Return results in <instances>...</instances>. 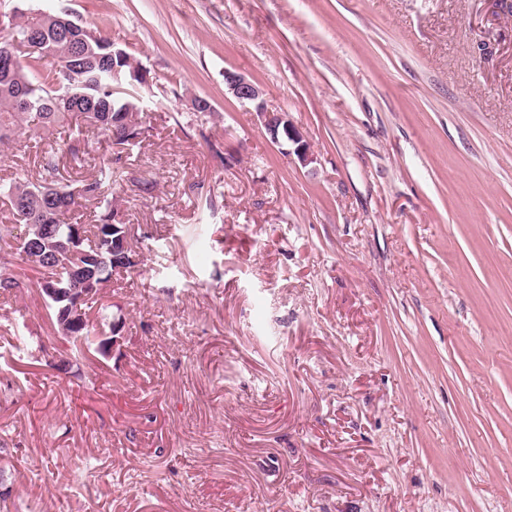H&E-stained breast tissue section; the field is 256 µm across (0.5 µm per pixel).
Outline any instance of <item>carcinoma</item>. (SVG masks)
Here are the masks:
<instances>
[{"instance_id": "1", "label": "carcinoma", "mask_w": 512, "mask_h": 512, "mask_svg": "<svg viewBox=\"0 0 512 512\" xmlns=\"http://www.w3.org/2000/svg\"><path fill=\"white\" fill-rule=\"evenodd\" d=\"M35 27L42 30L45 44L16 53L15 43L27 40ZM92 48L93 55L76 56L75 40L59 35L55 23L25 13L15 15L10 31L0 37V145L22 130L39 155L37 174L24 170L0 186L14 223L28 231L24 241L9 225H0V295L13 296L28 287L20 272L25 266L39 273V288L61 289L64 298L47 296L46 307L56 333L78 354L84 347L96 351L101 346L91 305L101 300L112 273L123 269L122 254L134 255L129 245L123 253L112 251L113 224L130 238L129 225L116 220L112 200L117 164L141 143L146 124L143 110L126 111L137 100L123 85L140 84L131 76V55L112 56L118 46L99 32ZM50 58L56 65H45ZM114 64L120 67L116 74ZM100 136L113 152L96 175L61 183L60 159L83 164L89 139ZM82 201L97 203L89 224L71 222ZM90 288L97 292L89 293Z\"/></svg>"}]
</instances>
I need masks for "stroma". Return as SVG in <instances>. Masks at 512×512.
<instances>
[{"instance_id":"stroma-1","label":"stroma","mask_w":512,"mask_h":512,"mask_svg":"<svg viewBox=\"0 0 512 512\" xmlns=\"http://www.w3.org/2000/svg\"><path fill=\"white\" fill-rule=\"evenodd\" d=\"M26 5L153 80L120 353L57 370L38 288L0 297L11 512H512V0ZM224 84L237 100L254 104L260 125L274 143L292 142L295 145L293 152L298 160L304 165L312 162L313 158L304 134L291 123L286 112L267 108L263 90L258 85L233 71H225Z\"/></svg>"}]
</instances>
